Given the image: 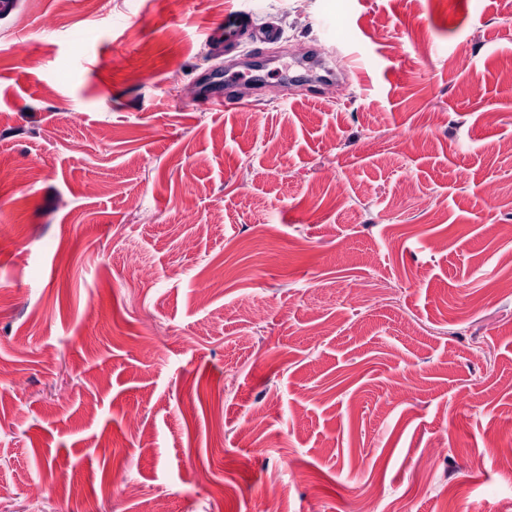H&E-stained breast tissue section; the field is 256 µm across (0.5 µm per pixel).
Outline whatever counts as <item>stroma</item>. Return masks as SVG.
<instances>
[{
  "instance_id": "obj_1",
  "label": "stroma",
  "mask_w": 512,
  "mask_h": 512,
  "mask_svg": "<svg viewBox=\"0 0 512 512\" xmlns=\"http://www.w3.org/2000/svg\"><path fill=\"white\" fill-rule=\"evenodd\" d=\"M320 45L343 80L287 83ZM506 225L512 0H16L0 512H503Z\"/></svg>"
}]
</instances>
